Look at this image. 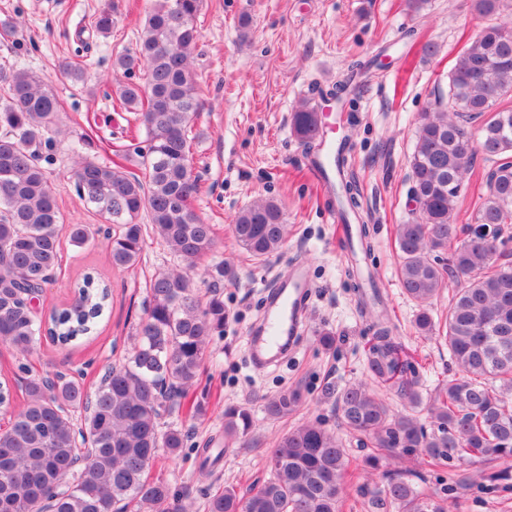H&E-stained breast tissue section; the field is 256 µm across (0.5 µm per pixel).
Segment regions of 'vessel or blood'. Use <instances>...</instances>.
Here are the masks:
<instances>
[{"label": "vessel or blood", "mask_w": 512, "mask_h": 512, "mask_svg": "<svg viewBox=\"0 0 512 512\" xmlns=\"http://www.w3.org/2000/svg\"><path fill=\"white\" fill-rule=\"evenodd\" d=\"M318 150L310 156L309 165L324 187L336 180V118L332 114L318 117L316 130ZM313 294V283L303 264H294L287 277L279 279L261 328L249 337L247 352L258 369L268 367L271 358L284 343L295 342L304 330L305 315L301 309L304 299Z\"/></svg>", "instance_id": "obj_1"}]
</instances>
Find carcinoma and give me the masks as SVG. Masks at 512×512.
Returning <instances> with one entry per match:
<instances>
[{
	"label": "carcinoma",
	"mask_w": 512,
	"mask_h": 512,
	"mask_svg": "<svg viewBox=\"0 0 512 512\" xmlns=\"http://www.w3.org/2000/svg\"><path fill=\"white\" fill-rule=\"evenodd\" d=\"M504 2L472 0L481 28L456 54L448 94L421 113L410 159L416 208L411 219L394 225L400 283L420 306L415 328L448 343L459 375L423 404L414 364L400 361L391 328L378 318L370 325L367 372L377 383L397 384L412 413L392 411L362 382L325 391L334 398L341 426L371 449L369 462L396 450L433 466L512 460V264L494 259L477 233L458 239L456 224L461 188L481 153L493 166L473 221L497 224L505 233L512 229V108H497L499 100L512 97V16L499 19ZM202 7L203 0H154L136 50L112 59V69L127 78L144 71V84L128 82L117 93L145 129V176L125 169L124 154L107 163L80 155L79 144L72 148L79 197L112 225V266H135L149 232L185 266L150 279L132 355L107 368L94 392L60 372L26 379L23 406L0 429V512H184L172 510L169 485L148 479L146 471L160 451L176 456L190 438V431L166 426L162 418L180 411L205 370L211 337L224 334L228 319L220 291L224 263L208 268L205 300L194 274L195 261L214 243L213 225L193 207L198 178L190 163L189 133L200 110L192 59ZM112 23L108 3L90 29L106 37ZM87 66L85 59L69 62L62 73L82 82ZM59 107L47 78L0 65V344L24 357L41 341L34 300L58 265L59 234L83 247L101 231L62 223L42 152L61 134ZM291 121L298 139L314 142L317 112L310 102L301 103ZM474 124L479 139L467 147ZM358 196L355 184L336 180L344 221L358 214ZM287 230L285 213L271 198L240 209L232 224L236 242L256 259L281 250ZM449 277L455 285L448 312L436 319L431 307ZM108 297V287L84 276L75 301L51 313V340L68 345L94 333ZM299 400L298 392L284 391L268 400L266 410L282 418ZM251 428L248 408L224 410L225 437L244 439ZM266 460L271 477L249 492L215 482L203 489V512H342L352 461L322 422L288 430ZM371 503L380 512H447L441 496L400 473L372 492Z\"/></svg>",
	"instance_id": "cac0c4a2"
}]
</instances>
